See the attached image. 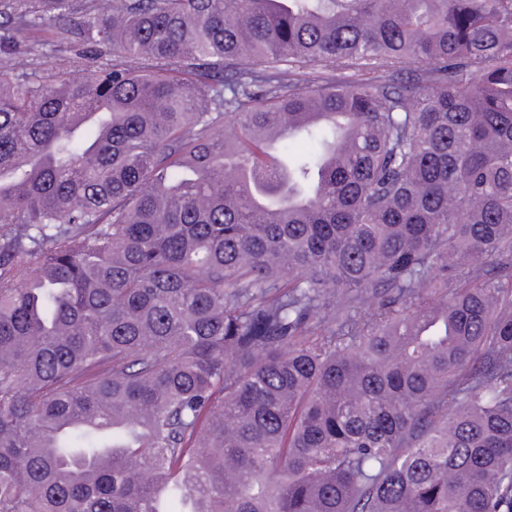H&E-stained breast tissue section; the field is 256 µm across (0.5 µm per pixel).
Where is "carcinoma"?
I'll use <instances>...</instances> for the list:
<instances>
[{
	"label": "carcinoma",
	"instance_id": "obj_1",
	"mask_svg": "<svg viewBox=\"0 0 512 512\" xmlns=\"http://www.w3.org/2000/svg\"><path fill=\"white\" fill-rule=\"evenodd\" d=\"M173 501L512 512V0H0V512ZM42 38V33L39 30L29 29L24 31V37L20 39L17 49L12 55V64L17 69L29 70L32 67L51 69L55 65L58 56L70 54V45L63 42L43 48L38 46L37 41ZM39 53H43V55L38 56Z\"/></svg>",
	"mask_w": 512,
	"mask_h": 512
}]
</instances>
